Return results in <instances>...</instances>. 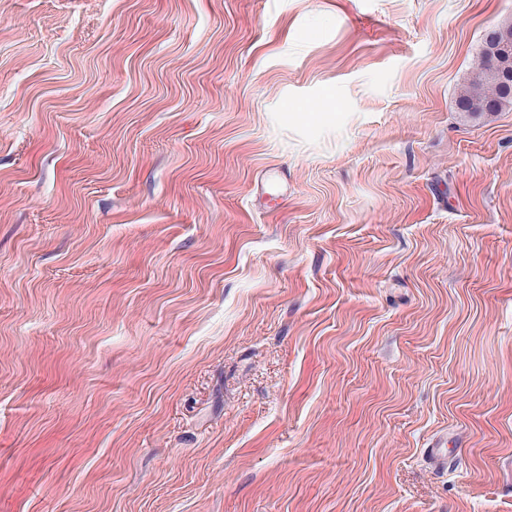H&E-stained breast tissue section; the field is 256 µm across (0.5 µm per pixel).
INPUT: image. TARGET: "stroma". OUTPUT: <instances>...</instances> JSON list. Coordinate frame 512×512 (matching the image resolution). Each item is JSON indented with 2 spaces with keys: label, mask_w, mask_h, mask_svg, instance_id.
<instances>
[{
  "label": "stroma",
  "mask_w": 512,
  "mask_h": 512,
  "mask_svg": "<svg viewBox=\"0 0 512 512\" xmlns=\"http://www.w3.org/2000/svg\"><path fill=\"white\" fill-rule=\"evenodd\" d=\"M512 0H0V512H512ZM480 57L478 74L458 92V112H467L470 115L487 114L485 105L493 100L501 101V107L496 112L512 105V76H508V72L512 71V54L498 61L483 37Z\"/></svg>",
  "instance_id": "obj_1"
}]
</instances>
